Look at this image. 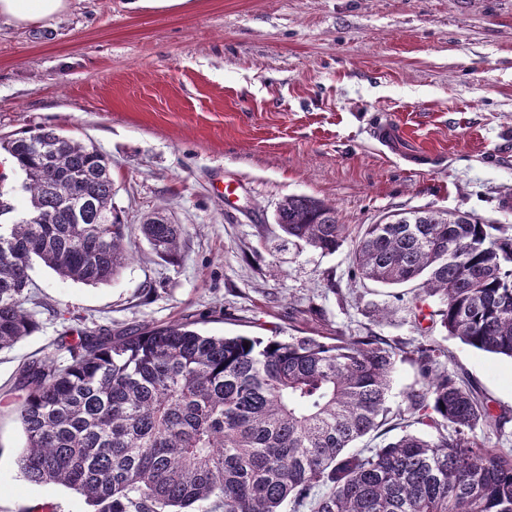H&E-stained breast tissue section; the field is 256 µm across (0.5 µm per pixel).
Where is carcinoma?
<instances>
[{"label":"carcinoma","mask_w":512,"mask_h":512,"mask_svg":"<svg viewBox=\"0 0 512 512\" xmlns=\"http://www.w3.org/2000/svg\"><path fill=\"white\" fill-rule=\"evenodd\" d=\"M25 175V219L0 224V350L37 328L29 271L107 284L130 260L112 217V162L94 145L44 125L0 139ZM289 238L333 252L347 230L336 209L283 199ZM153 250L174 257L180 224H141ZM354 273L387 287L418 283L423 314L439 297L448 335L512 359V234L474 215L410 211L364 224ZM28 363L14 412L25 435L22 476L83 495L92 512H512V448L474 434L504 429L480 389L448 370V349L409 350L376 335L216 336L193 322L117 335L83 332ZM420 382L408 408L387 406L397 360ZM401 430L353 448L384 425Z\"/></svg>","instance_id":"carcinoma-1"}]
</instances>
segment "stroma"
I'll return each mask as SVG.
<instances>
[{"instance_id": "stroma-1", "label": "stroma", "mask_w": 512, "mask_h": 512, "mask_svg": "<svg viewBox=\"0 0 512 512\" xmlns=\"http://www.w3.org/2000/svg\"><path fill=\"white\" fill-rule=\"evenodd\" d=\"M70 0L45 25L0 24V137L55 125L112 161L132 257L103 285L30 273L36 330L0 351V512H91L77 492L22 477L13 411L24 363L65 328L195 321L215 335L303 330L429 335L451 370L512 418V361L418 320L355 278L362 225L430 209L512 228V0ZM24 174L0 153V193L23 217ZM236 190L225 204L224 189ZM290 195L335 206L348 232L324 253L286 240ZM183 225L177 257L140 226Z\"/></svg>"}]
</instances>
